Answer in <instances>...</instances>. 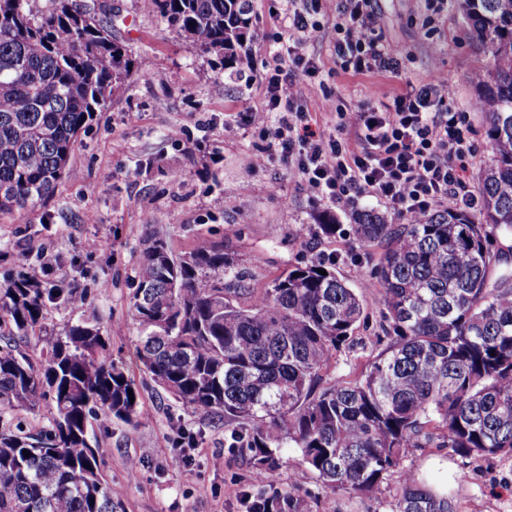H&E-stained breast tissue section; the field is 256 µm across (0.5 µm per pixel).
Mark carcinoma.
<instances>
[{
    "label": "carcinoma",
    "instance_id": "cac0c4a2",
    "mask_svg": "<svg viewBox=\"0 0 512 512\" xmlns=\"http://www.w3.org/2000/svg\"><path fill=\"white\" fill-rule=\"evenodd\" d=\"M30 2L0 0L1 215L51 202L79 133L131 68L148 70L86 0H50L43 11ZM456 9L486 60L471 75L490 149L482 208L405 224L356 214V241L382 247L376 287L388 337L360 376L325 379L364 313L335 263L297 266L258 289L222 239L202 236L176 254L154 237L141 252L130 300L137 359L176 402L244 433L254 477L267 487L250 512H307L298 487L276 488L285 447L315 479L364 495L412 448L512 456V0H456ZM150 11L225 76L239 74L249 0H152ZM84 303L24 274L0 286V414H51L37 437L0 428V512H115L87 429L98 413L137 422L138 385L98 325L78 318L40 333L48 306ZM31 334L37 363L12 343ZM402 485L394 512H456L412 472Z\"/></svg>",
    "mask_w": 512,
    "mask_h": 512
}]
</instances>
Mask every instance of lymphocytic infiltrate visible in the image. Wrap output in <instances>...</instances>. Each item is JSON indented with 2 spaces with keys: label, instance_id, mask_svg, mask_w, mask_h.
<instances>
[{
  "label": "lymphocytic infiltrate",
  "instance_id": "f902f5d3",
  "mask_svg": "<svg viewBox=\"0 0 512 512\" xmlns=\"http://www.w3.org/2000/svg\"><path fill=\"white\" fill-rule=\"evenodd\" d=\"M270 9L285 22L276 35L285 51L258 75L264 110L247 115L267 139L270 154L284 157L310 192L340 209L366 194L407 221L445 206L475 208L477 197L466 180L475 155L469 119L454 105L443 75L407 84L401 93L366 107L354 134H315L299 101L302 83L316 78L320 67L301 49L322 26L323 0H271ZM334 56L345 70L400 74L376 0H336Z\"/></svg>",
  "mask_w": 512,
  "mask_h": 512
}]
</instances>
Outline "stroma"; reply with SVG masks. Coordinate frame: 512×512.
<instances>
[{"mask_svg": "<svg viewBox=\"0 0 512 512\" xmlns=\"http://www.w3.org/2000/svg\"><path fill=\"white\" fill-rule=\"evenodd\" d=\"M252 64L280 27L269 0H251ZM100 18L133 58L150 63L132 71L107 107L81 133L55 198L44 207L0 216V284L18 274L84 291L80 312L49 307L44 325L60 332L75 318L99 323L112 337V355L131 366L140 390L138 423L105 416L91 420L88 440L97 448L105 478L120 512H248L257 493L245 450L223 418L203 417L176 403L135 365L137 331L130 298L146 235L165 238L185 252L201 236L223 240L253 287L263 288L281 274L318 260H333L337 273L364 297V314L336 354L333 377L356 376L386 345L376 281V253L351 233L360 209L384 211L365 195L338 209L309 192L279 158L259 166L250 160L263 146L247 112L262 111L263 86L246 78L236 84L209 71L205 56L167 28L141 0H98ZM386 41L402 61L401 76L354 75L334 60L335 18L304 45L321 67L320 82L303 89L301 106L314 130L332 132L337 121L354 129L358 112L420 83L433 73L447 77L454 102L468 112L477 154L467 171L477 185L490 160L485 116L470 82L482 66L481 51L456 10L442 15L434 33L422 26L420 0H378ZM335 96L337 112L327 111L324 92ZM163 215L159 224L145 212ZM335 217L334 238L322 237L319 219ZM99 243L96 251L86 240ZM224 457L223 468L210 464ZM278 486L301 483L308 512H393L401 493L402 471L414 472L433 490L448 494L458 512H512V458H463L427 446L410 449L401 471L392 472L382 491L352 495L333 490L301 472L295 449L284 451Z\"/></svg>", "mask_w": 512, "mask_h": 512, "instance_id": "1", "label": "stroma"}]
</instances>
